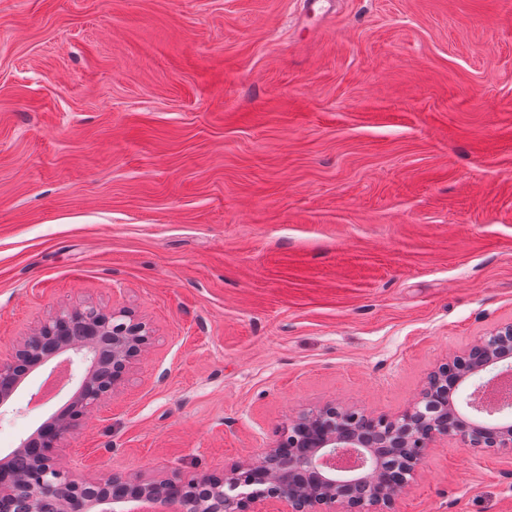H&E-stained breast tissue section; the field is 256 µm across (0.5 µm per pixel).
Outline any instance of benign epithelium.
<instances>
[{
  "label": "benign epithelium",
  "instance_id": "benign-epithelium-1",
  "mask_svg": "<svg viewBox=\"0 0 512 512\" xmlns=\"http://www.w3.org/2000/svg\"><path fill=\"white\" fill-rule=\"evenodd\" d=\"M149 332L126 310L106 313L93 306L67 309L43 321L7 359L0 358V407L16 387L24 365L38 367L63 355L60 368L76 381L74 409L47 429L37 447L22 443L14 455H27L25 470L0 468V512L24 492L20 512H40L42 499L62 496L59 512H89L87 491L125 489L123 503L169 502L165 480L148 483L82 479L59 462L62 441L86 413L125 380L134 360L146 348ZM512 357V326L479 337L462 355L459 368L432 373L418 402L395 417L373 416L338 407H324L288 425L286 435L303 451L283 457V444L237 466L222 477H190L204 483L203 497L180 503V512H261L255 505L272 499L276 512H386L398 493L414 480L427 448L437 441L457 440L470 449L512 450V425L482 426L470 421L444 397L442 386L456 385ZM512 373V367L475 385L463 398L465 407L482 408L476 392Z\"/></svg>",
  "mask_w": 512,
  "mask_h": 512
}]
</instances>
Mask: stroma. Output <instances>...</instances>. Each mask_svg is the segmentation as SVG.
<instances>
[{"instance_id":"35a3bbf8","label":"stroma","mask_w":512,"mask_h":512,"mask_svg":"<svg viewBox=\"0 0 512 512\" xmlns=\"http://www.w3.org/2000/svg\"><path fill=\"white\" fill-rule=\"evenodd\" d=\"M85 305L152 340L64 441L83 475L399 414L512 324V0H0V355ZM393 512H512V452L437 444Z\"/></svg>"}]
</instances>
